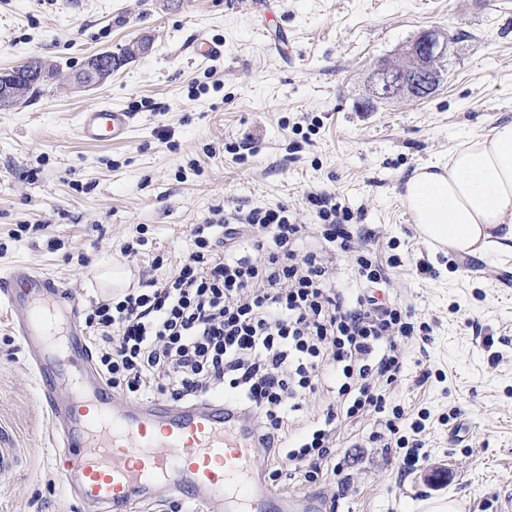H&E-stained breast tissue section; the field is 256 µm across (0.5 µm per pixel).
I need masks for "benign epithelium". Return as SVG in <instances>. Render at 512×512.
<instances>
[{
	"mask_svg": "<svg viewBox=\"0 0 512 512\" xmlns=\"http://www.w3.org/2000/svg\"><path fill=\"white\" fill-rule=\"evenodd\" d=\"M448 52V37L438 30L423 32L400 55V64L396 68H379L373 75L374 94L380 99L395 96L420 97L421 93L439 83L437 62ZM101 55L95 54L88 59L89 78H72L80 87H93L100 84L95 74L100 67ZM17 79L10 72L0 73V109H8L19 93L15 87Z\"/></svg>",
	"mask_w": 512,
	"mask_h": 512,
	"instance_id": "benign-epithelium-1",
	"label": "benign epithelium"
}]
</instances>
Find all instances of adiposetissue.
<instances>
[{
  "instance_id": "1",
  "label": "adipose tissue",
  "mask_w": 512,
  "mask_h": 512,
  "mask_svg": "<svg viewBox=\"0 0 512 512\" xmlns=\"http://www.w3.org/2000/svg\"><path fill=\"white\" fill-rule=\"evenodd\" d=\"M401 198L427 240L461 255L512 257V120L417 168Z\"/></svg>"
}]
</instances>
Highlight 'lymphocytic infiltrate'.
Instances as JSON below:
<instances>
[{"label":"lymphocytic infiltrate","instance_id":"obj_1","mask_svg":"<svg viewBox=\"0 0 512 512\" xmlns=\"http://www.w3.org/2000/svg\"><path fill=\"white\" fill-rule=\"evenodd\" d=\"M306 200L316 224L297 223L287 206L248 212L214 209L191 230L192 249L164 278L139 282L95 302L85 333L106 383L125 394L199 399L216 391L240 409L256 447L285 470L317 483L335 472L341 423L374 413L403 447L398 419L384 417L381 383L403 368L402 341L429 336L407 306L376 298L387 283L374 234L352 221L335 193ZM350 255L359 286L337 288L332 257ZM326 388L336 399L289 438L300 392Z\"/></svg>","mask_w":512,"mask_h":512}]
</instances>
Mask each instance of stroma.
<instances>
[{
    "instance_id": "stroma-1",
    "label": "stroma",
    "mask_w": 512,
    "mask_h": 512,
    "mask_svg": "<svg viewBox=\"0 0 512 512\" xmlns=\"http://www.w3.org/2000/svg\"><path fill=\"white\" fill-rule=\"evenodd\" d=\"M429 29L450 47L436 90L375 99L374 70ZM143 38L149 51L101 87L72 83L90 55ZM202 39L223 55L197 61ZM32 55L57 74L0 110V273L36 267L83 316L103 295L99 271L121 260L132 278H162L154 258L185 256L212 209L283 204L311 224L306 194L335 192L378 245L397 242L386 293L433 328L405 346L387 388L389 406L425 412V429L413 451L375 441V417L342 423L335 478L276 488L335 500V512H430L450 500L512 512V260L434 249L400 199L418 166L512 119V0H0V72ZM103 103L132 113L127 138L82 143L78 113ZM249 134L252 156L237 149ZM140 224L145 243L123 258ZM416 258L434 275L416 277ZM54 434L0 301V440L21 456L0 477V512H82L54 468Z\"/></svg>"
}]
</instances>
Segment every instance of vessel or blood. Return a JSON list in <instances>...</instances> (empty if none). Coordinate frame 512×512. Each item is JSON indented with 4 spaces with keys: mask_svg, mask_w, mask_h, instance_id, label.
<instances>
[{
    "mask_svg": "<svg viewBox=\"0 0 512 512\" xmlns=\"http://www.w3.org/2000/svg\"><path fill=\"white\" fill-rule=\"evenodd\" d=\"M132 115L104 104L77 115L88 143L124 140ZM12 324L24 341L42 398L56 409L61 371L71 366L72 396L56 424L55 462L63 482L98 512H129L156 490L207 512H318L309 498L275 493L255 460L241 415L224 399L121 404L99 374L77 323L78 306L52 277L28 265L0 276Z\"/></svg>",
    "mask_w": 512,
    "mask_h": 512,
    "instance_id": "1",
    "label": "vessel or blood"
}]
</instances>
